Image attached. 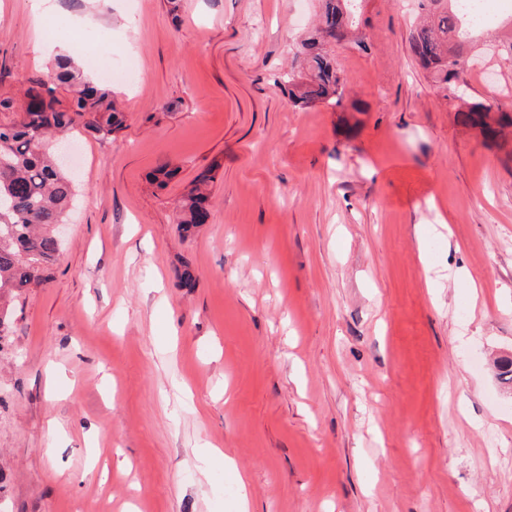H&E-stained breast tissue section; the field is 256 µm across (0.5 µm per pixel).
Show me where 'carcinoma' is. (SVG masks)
<instances>
[{
	"label": "carcinoma",
	"instance_id": "cac0c4a2",
	"mask_svg": "<svg viewBox=\"0 0 512 512\" xmlns=\"http://www.w3.org/2000/svg\"><path fill=\"white\" fill-rule=\"evenodd\" d=\"M321 2L315 33L297 45L290 71L277 80L301 107L320 102L341 107L347 92V78L336 68L327 44L344 38L357 22L359 0ZM457 2L417 0L425 20L411 34L410 52L440 90L463 103L457 121L502 149L512 145V105L473 100L467 94L473 36L463 32ZM27 83L19 118L0 123V333L7 329L10 298L46 281L45 272L60 252L56 229L67 223L76 195L52 142L71 136L78 126L107 138L125 122L112 84L89 82L71 58L58 59L54 73L33 74ZM210 181L208 174L198 176L178 201V223L187 233L199 227L201 213L209 210Z\"/></svg>",
	"mask_w": 512,
	"mask_h": 512
}]
</instances>
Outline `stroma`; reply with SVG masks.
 Listing matches in <instances>:
<instances>
[{
  "instance_id": "35a3bbf8",
  "label": "stroma",
  "mask_w": 512,
  "mask_h": 512,
  "mask_svg": "<svg viewBox=\"0 0 512 512\" xmlns=\"http://www.w3.org/2000/svg\"><path fill=\"white\" fill-rule=\"evenodd\" d=\"M29 2L0 0V95L92 13L78 64L127 126L73 137L62 252L12 302L0 512H512V162L414 61L415 0L333 45L345 109L277 83L319 0ZM467 79L512 102L497 47ZM209 174L198 176L180 197L176 206L178 224L183 231L191 232L200 226L198 220L202 212L209 211Z\"/></svg>"
}]
</instances>
